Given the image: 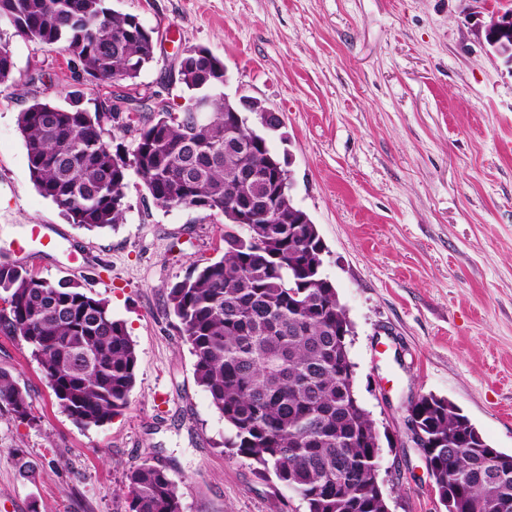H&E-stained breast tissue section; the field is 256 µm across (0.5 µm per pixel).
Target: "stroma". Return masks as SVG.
Returning <instances> with one entry per match:
<instances>
[{
  "mask_svg": "<svg viewBox=\"0 0 512 512\" xmlns=\"http://www.w3.org/2000/svg\"><path fill=\"white\" fill-rule=\"evenodd\" d=\"M159 31L135 82L84 86L179 111L176 53L207 48L224 91L284 120L295 203L317 225L324 273L352 323L358 397L383 438L389 512H446L405 434L409 401L448 398L488 443L512 452V64L485 39L512 0H110ZM15 63L0 83V261L79 283L123 321L138 355L129 405L82 427L60 407L31 348L0 332V368L26 388L29 419L0 414V512H128L126 473L148 462L179 486L182 512H303L298 499L225 448L231 431L194 377L167 303L190 267L224 253V218L155 206L137 175L117 227L68 222L30 179L17 115L64 106L68 55L0 24ZM81 253L71 263V253ZM39 464L20 478L15 450Z\"/></svg>",
  "mask_w": 512,
  "mask_h": 512,
  "instance_id": "obj_1",
  "label": "stroma"
}]
</instances>
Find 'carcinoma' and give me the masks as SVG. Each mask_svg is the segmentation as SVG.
Instances as JSON below:
<instances>
[{
	"label": "carcinoma",
	"instance_id": "carcinoma-1",
	"mask_svg": "<svg viewBox=\"0 0 512 512\" xmlns=\"http://www.w3.org/2000/svg\"><path fill=\"white\" fill-rule=\"evenodd\" d=\"M15 34L69 54L79 85L139 77L153 60L149 30L107 0H0V22ZM178 81L189 98L208 101L195 112L140 116L132 162L112 153L105 124L133 118L125 98L90 110L80 90L58 106L35 99L18 113L30 179L69 222L112 228L125 210L123 188L133 167L152 201L165 209L224 213V202L256 195L224 156V62L204 48L188 49ZM274 217L236 224L224 217V256L193 266L169 288L178 332L195 358L194 374L232 430L224 447L272 475L305 512H384L368 494L372 422L354 404L341 375L338 327L345 309L322 274L324 245L313 225L293 223V204L272 200ZM0 330L21 336L55 397L73 422L99 426L121 414L135 385L137 354L126 325L101 300L66 279L40 278L0 262ZM31 414L27 390L0 369V411ZM413 410L433 446L437 494H460L456 512H512V454L486 477L485 449L468 438L471 422L444 398L423 397ZM25 480L38 464L17 451ZM128 512H182L177 482L145 462L128 472Z\"/></svg>",
	"mask_w": 512,
	"mask_h": 512
}]
</instances>
